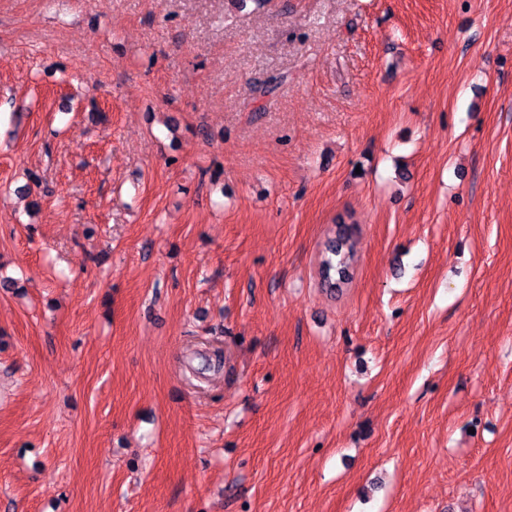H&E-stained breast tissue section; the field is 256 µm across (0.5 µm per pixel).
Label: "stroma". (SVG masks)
I'll return each instance as SVG.
<instances>
[{"label": "stroma", "mask_w": 512, "mask_h": 512, "mask_svg": "<svg viewBox=\"0 0 512 512\" xmlns=\"http://www.w3.org/2000/svg\"><path fill=\"white\" fill-rule=\"evenodd\" d=\"M0 512H512V0H0ZM355 242L349 228L335 230L325 243V253L320 264V285L331 294L339 293L353 275ZM341 278L342 287L336 288ZM337 289V290H336Z\"/></svg>", "instance_id": "35a3bbf8"}]
</instances>
